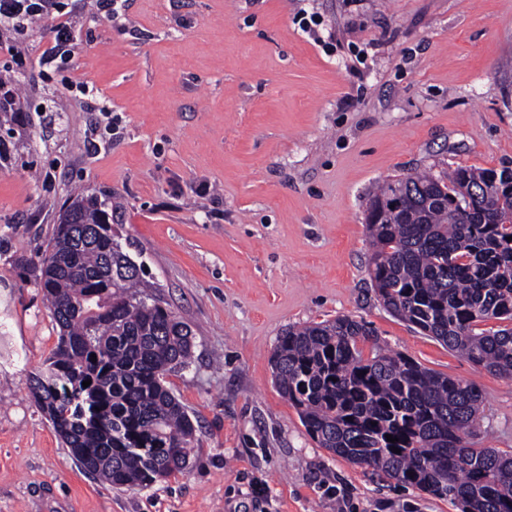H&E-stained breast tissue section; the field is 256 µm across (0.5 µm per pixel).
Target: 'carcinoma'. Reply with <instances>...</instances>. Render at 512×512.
I'll list each match as a JSON object with an SVG mask.
<instances>
[{
    "label": "carcinoma",
    "mask_w": 512,
    "mask_h": 512,
    "mask_svg": "<svg viewBox=\"0 0 512 512\" xmlns=\"http://www.w3.org/2000/svg\"><path fill=\"white\" fill-rule=\"evenodd\" d=\"M102 206L76 196L34 268L59 338L30 390L87 473L117 489H144L189 465L196 425L165 378L189 365L193 334L149 302L144 270L115 242ZM366 226L383 306L511 379L512 327L491 333L479 324L512 323V168L458 166L446 176L388 180ZM374 336L370 323L341 316L290 326L279 339L275 383L309 435L459 512H512V453L474 447L479 386L379 346L366 358L362 345Z\"/></svg>",
    "instance_id": "cac0c4a2"
}]
</instances>
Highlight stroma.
<instances>
[{
    "label": "stroma",
    "mask_w": 512,
    "mask_h": 512,
    "mask_svg": "<svg viewBox=\"0 0 512 512\" xmlns=\"http://www.w3.org/2000/svg\"><path fill=\"white\" fill-rule=\"evenodd\" d=\"M67 3L73 91L43 75L53 19L0 24L19 84L0 112V512H458L320 448L270 356L287 327L365 320L380 346L476 381L477 447L512 450V379L387 312L365 228L384 180L512 168V0H127L112 20ZM80 192L112 201L124 251L194 337L166 378L197 422L190 466L147 489L85 473L27 381L59 336L32 268Z\"/></svg>",
    "instance_id": "obj_1"
}]
</instances>
